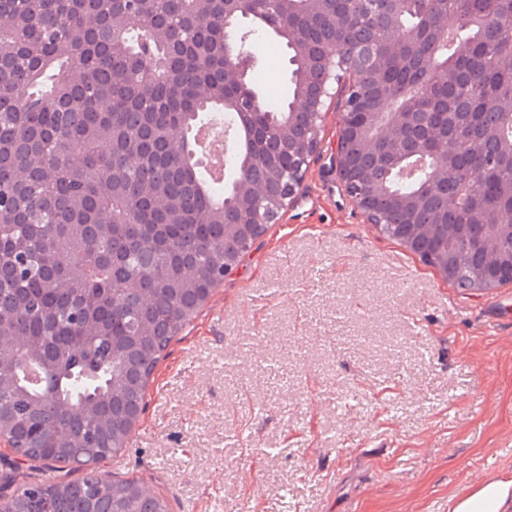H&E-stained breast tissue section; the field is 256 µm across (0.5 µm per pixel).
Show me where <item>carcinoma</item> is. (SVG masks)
Instances as JSON below:
<instances>
[{
    "label": "carcinoma",
    "mask_w": 512,
    "mask_h": 512,
    "mask_svg": "<svg viewBox=\"0 0 512 512\" xmlns=\"http://www.w3.org/2000/svg\"><path fill=\"white\" fill-rule=\"evenodd\" d=\"M0 0V436L31 460L92 464L126 447L150 378L224 271L266 232L288 170L314 153L308 99L331 44L390 49L381 87H356L345 140L381 232L446 266L457 288L512 282V0ZM267 33L290 77L269 102L224 80V20ZM245 133L224 184L202 194L169 143L213 114ZM392 112H417L389 135ZM448 173L403 170L427 143ZM481 192L455 203L460 181ZM15 512H168L135 479L16 489Z\"/></svg>",
    "instance_id": "1"
}]
</instances>
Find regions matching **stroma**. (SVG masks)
Returning a JSON list of instances; mask_svg holds the SVG:
<instances>
[{"instance_id":"obj_1","label":"stroma","mask_w":512,"mask_h":512,"mask_svg":"<svg viewBox=\"0 0 512 512\" xmlns=\"http://www.w3.org/2000/svg\"><path fill=\"white\" fill-rule=\"evenodd\" d=\"M342 91L296 201L171 342L101 478L169 512H451L512 477V283L460 290L367 222L336 174ZM2 475L9 496L61 473L0 447Z\"/></svg>"}]
</instances>
